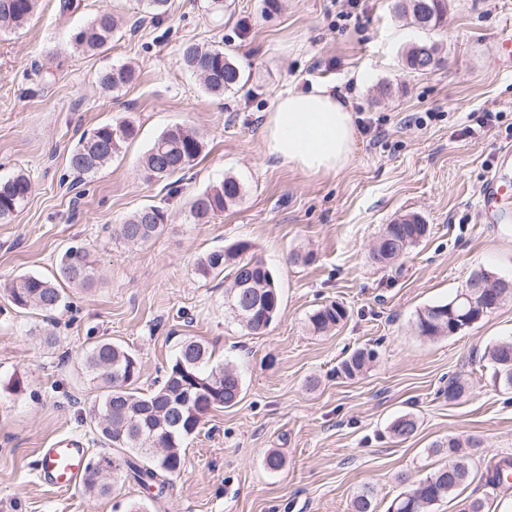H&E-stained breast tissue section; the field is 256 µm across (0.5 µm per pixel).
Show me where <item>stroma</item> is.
Listing matches in <instances>:
<instances>
[{"mask_svg":"<svg viewBox=\"0 0 512 512\" xmlns=\"http://www.w3.org/2000/svg\"><path fill=\"white\" fill-rule=\"evenodd\" d=\"M39 0L26 26L0 31V178L24 170L32 192L15 219L0 224V512H125L144 498L116 475L112 492L90 497L38 481L40 449L81 438L90 459L111 455L89 424L101 390L82 356L103 339L134 352V385L150 389L188 338L244 381L241 401L211 412L183 444L184 465L155 512H348L355 492L373 488L377 512L403 491L401 475L423 478L441 464L431 442L480 435L470 480L433 512H457L488 496V512H512V488L490 491L488 470L512 457V394L495 388L481 356L512 335V301L453 336L415 329L424 306L445 302L479 270L512 279V223H483L476 198L493 156L512 145V74L494 70V33L512 21V0H448L439 26L422 33L395 0H359L338 20L339 0H225L223 17L206 0H170L160 19L140 0ZM123 19L105 52L76 50L72 31L101 8ZM443 62L425 72L404 64L422 40ZM223 45L241 80L233 92L206 94L182 68L183 45ZM130 63L137 80L103 91L100 74ZM326 84L354 114L353 158L340 172L310 176L268 155L262 130L278 94ZM124 116L135 138L105 167L76 173L69 155L81 134ZM202 134L196 164L165 181L147 180L142 157L164 130ZM245 194L206 224L187 201L225 176ZM164 210L162 231L142 245L118 235L141 207ZM419 214L430 236L391 265L370 251L383 225ZM237 241L253 244L280 289V312L251 336L224 309L222 279L199 278L196 260ZM82 246L96 260L86 288L66 287L53 314L15 308L7 289L24 274L55 275L61 255ZM337 301L346 319L324 336L308 316ZM52 337L45 345L44 337ZM378 352L355 379L337 373L353 350ZM470 389L448 401L449 377ZM23 390L9 393L13 381ZM419 420L398 443L389 423ZM285 458L267 471L270 450Z\"/></svg>","mask_w":512,"mask_h":512,"instance_id":"1","label":"stroma"}]
</instances>
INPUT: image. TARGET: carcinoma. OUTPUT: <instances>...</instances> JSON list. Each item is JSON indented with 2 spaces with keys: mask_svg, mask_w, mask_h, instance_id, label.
I'll return each mask as SVG.
<instances>
[{
  "mask_svg": "<svg viewBox=\"0 0 512 512\" xmlns=\"http://www.w3.org/2000/svg\"><path fill=\"white\" fill-rule=\"evenodd\" d=\"M38 0H0V30L17 28L34 15ZM397 9L409 16L423 31H432L448 11L447 0H398ZM118 19L104 8L88 26L71 35L73 45L85 53H95L112 41ZM183 66L203 82L204 90L222 97L239 83L240 71L230 52L220 45L210 47L186 44L181 50ZM436 67L442 63L435 43L423 40L406 53L408 68L418 71L424 63ZM137 79L130 65H116L101 73V86L118 92ZM137 133L130 118L101 125L82 138L74 148L70 163L78 173L91 174L120 152L123 145ZM204 148L203 137L196 131L178 126L162 132L147 150L143 170L148 179H169L191 168ZM29 176L18 171L0 180V223L9 224L31 193ZM244 195V186L234 176L197 193L189 202V213L195 223L210 218L236 205ZM166 214L156 206H145L131 213L121 224L120 237L128 243H143L163 227ZM429 234V225L415 215H406L386 225L381 245L371 251L374 263L387 265L398 254L418 245ZM247 241L213 250L195 265L202 279L224 275V307L233 319L251 335H261L278 315L280 292L263 259L251 253ZM94 276V260L88 250L71 247L61 256L57 277L50 280L38 275H24L13 282L9 300L17 309H38L52 312L63 303L60 282L88 287ZM252 280L250 291L258 306L250 313L239 308L242 279ZM347 316L346 308L330 302L308 317V329L315 335L329 332ZM481 319L480 311L468 308L454 297L447 302L427 305L416 312L415 326L419 335L435 339L452 336ZM377 353L371 348H358L341 360L337 372L347 379L359 376L374 361ZM213 351L203 341L188 339L154 389L143 393L132 387L138 374V358L124 346L101 340L83 354L82 365L89 381L100 385L103 392L88 408L90 423L104 444L125 450L119 461L109 456L91 464L84 474L85 491L104 497L111 491L102 478L105 469L121 471L154 501L163 496L172 478L183 466V442L198 434L205 417L213 410L231 408L240 401L244 382L240 374L222 364H212ZM482 359L493 369L494 386L512 392V336H504L486 347ZM419 428L412 414L395 418L388 427L390 436L404 442ZM480 436L463 439L448 437L431 443V452L448 460L432 469L418 482L398 494L388 512H431L439 501L454 494L471 477L472 451L481 447ZM512 474V458H503L495 465L488 484L496 488ZM349 512H376L374 493L364 487L351 498Z\"/></svg>",
  "mask_w": 512,
  "mask_h": 512,
  "instance_id": "1",
  "label": "carcinoma"
}]
</instances>
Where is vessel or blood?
<instances>
[{
	"mask_svg": "<svg viewBox=\"0 0 512 512\" xmlns=\"http://www.w3.org/2000/svg\"><path fill=\"white\" fill-rule=\"evenodd\" d=\"M496 55L503 69L512 72V25L500 27L495 39ZM512 205V147L498 151L481 185L478 207L483 220L499 224L508 219L506 209ZM90 458L84 443L69 438L42 449L38 468L39 479L51 487L67 491L85 474Z\"/></svg>",
	"mask_w": 512,
	"mask_h": 512,
	"instance_id": "1",
	"label": "vessel or blood"
}]
</instances>
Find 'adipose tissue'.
<instances>
[{
    "label": "adipose tissue",
    "instance_id": "ef3b65f1",
    "mask_svg": "<svg viewBox=\"0 0 512 512\" xmlns=\"http://www.w3.org/2000/svg\"><path fill=\"white\" fill-rule=\"evenodd\" d=\"M269 155L310 175L334 174L353 155V114L327 86L279 94L263 132Z\"/></svg>",
    "mask_w": 512,
    "mask_h": 512
}]
</instances>
